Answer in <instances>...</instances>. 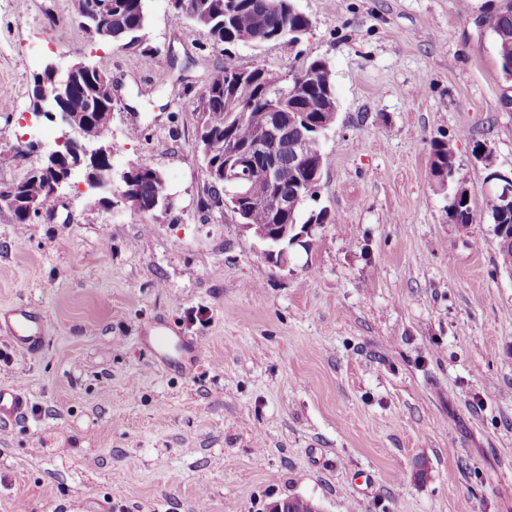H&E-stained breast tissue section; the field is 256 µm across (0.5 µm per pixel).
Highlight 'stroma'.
Masks as SVG:
<instances>
[{"instance_id":"1","label":"stroma","mask_w":512,"mask_h":512,"mask_svg":"<svg viewBox=\"0 0 512 512\" xmlns=\"http://www.w3.org/2000/svg\"><path fill=\"white\" fill-rule=\"evenodd\" d=\"M73 0H0V183L63 134L32 106L47 64L112 78V163L163 172L172 207L92 201L73 178L29 224L0 209V313L38 312L36 354L0 341V387L29 396L0 428V512H512V273L483 211L492 148L512 169V96L481 24L500 0H297L296 46L218 45L147 0L124 51L86 36ZM334 74L337 116L307 209L313 228L276 263L230 210L209 207L200 90L227 66ZM140 138L127 135L131 127ZM449 143L474 223L448 218L430 171ZM169 326L196 365L141 342Z\"/></svg>"}]
</instances>
